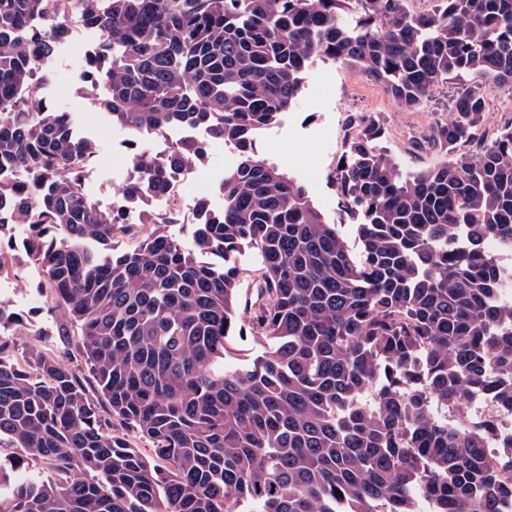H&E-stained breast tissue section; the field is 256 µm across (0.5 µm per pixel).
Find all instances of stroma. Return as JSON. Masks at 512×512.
Wrapping results in <instances>:
<instances>
[{"label":"stroma","mask_w":512,"mask_h":512,"mask_svg":"<svg viewBox=\"0 0 512 512\" xmlns=\"http://www.w3.org/2000/svg\"><path fill=\"white\" fill-rule=\"evenodd\" d=\"M81 57L59 51L48 70L49 80L39 86L38 94L47 101L73 112L76 118L93 113L96 122L88 131L98 143V154L111 157V167L94 172L86 181L85 190L98 197L99 187L112 181L113 170L130 171L131 156L127 149H116V142L125 140L126 132L113 127L107 115L95 106L90 96L79 89ZM455 81L439 85L426 104L415 111L399 108L378 84L358 68L340 63L317 62L305 75V90L292 112L257 137V155L274 163L302 184L315 207L329 223L337 225L351 257L362 260V246L353 218L346 212L336 191L332 175L340 158L349 150L348 130L356 114L377 118L384 127L381 147L405 174L434 167L445 156L431 144L437 123L449 120L446 104L453 95ZM512 123V87L494 88L487 103V112L475 136L476 143L490 142L497 131ZM239 162L236 151L222 142H210L208 158L201 164L200 175L188 176L180 189L188 202L198 198L209 200L212 208L222 206L219 185L224 175ZM45 277L40 265L26 254L9 274L0 276V295L9 301L23 319L14 329L19 350L35 348L53 354L67 348L68 337L59 335L62 323L59 314L45 309Z\"/></svg>","instance_id":"obj_1"}]
</instances>
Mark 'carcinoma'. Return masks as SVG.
<instances>
[{
	"label": "carcinoma",
	"instance_id": "obj_1",
	"mask_svg": "<svg viewBox=\"0 0 512 512\" xmlns=\"http://www.w3.org/2000/svg\"><path fill=\"white\" fill-rule=\"evenodd\" d=\"M55 2L0 0V275L23 226L98 396L65 362L73 352H16L18 319L0 300V446L15 449L0 459V512L507 509L512 436L493 462V422L431 406L483 392L512 411V304L498 301L512 274L484 247L494 237L512 251V124L461 151L493 85L512 84V0H434L422 13L406 0H71L100 33L83 90L105 88L97 103L127 130L123 197L153 227L123 252L112 241L134 223L82 191L97 142L28 97L71 30ZM317 60L360 69L404 110L460 79L454 118L433 136L447 159L415 175L377 149L378 120L353 117L334 180L358 220L359 264L305 188L255 154ZM174 125L203 126L240 156L224 208L196 200L207 216L192 250L166 231V195L207 160L206 143H143ZM244 247L261 256L247 326L267 349L239 364L228 353ZM370 388L369 404H350Z\"/></svg>",
	"mask_w": 512,
	"mask_h": 512
}]
</instances>
